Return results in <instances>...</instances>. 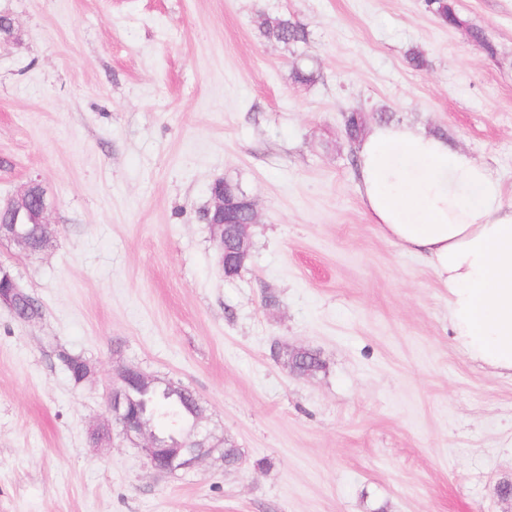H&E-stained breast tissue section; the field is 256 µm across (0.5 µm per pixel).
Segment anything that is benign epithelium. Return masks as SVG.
<instances>
[{"instance_id":"obj_1","label":"benign epithelium","mask_w":512,"mask_h":512,"mask_svg":"<svg viewBox=\"0 0 512 512\" xmlns=\"http://www.w3.org/2000/svg\"><path fill=\"white\" fill-rule=\"evenodd\" d=\"M49 208L50 202L42 183L37 179L29 180L16 194L0 199V216L6 217V220L0 221V237L12 241L24 251H30L29 237L25 232L27 225H40L48 239L55 233L47 218ZM232 211L233 201L225 196L224 191H215L203 220L219 229ZM233 229L234 239L230 247L224 245L223 236L214 235L219 244L220 264L226 278L233 277L234 269L245 264L251 246L250 225L235 224ZM155 382L156 379L148 377L137 367L128 366L123 369L119 375V384L112 388L107 400L112 420L122 426L125 437L139 447L156 472L173 474L188 471L203 457L211 454L214 446L209 443V433L198 427L193 447H167L159 441L152 426L133 414L128 399L130 388L149 387Z\"/></svg>"}]
</instances>
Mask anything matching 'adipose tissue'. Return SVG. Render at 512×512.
Returning <instances> with one entry per match:
<instances>
[{"mask_svg": "<svg viewBox=\"0 0 512 512\" xmlns=\"http://www.w3.org/2000/svg\"><path fill=\"white\" fill-rule=\"evenodd\" d=\"M357 154L373 223L420 255L447 288L458 346L512 374V206L500 182L485 165L408 125L374 126Z\"/></svg>", "mask_w": 512, "mask_h": 512, "instance_id": "1", "label": "adipose tissue"}]
</instances>
